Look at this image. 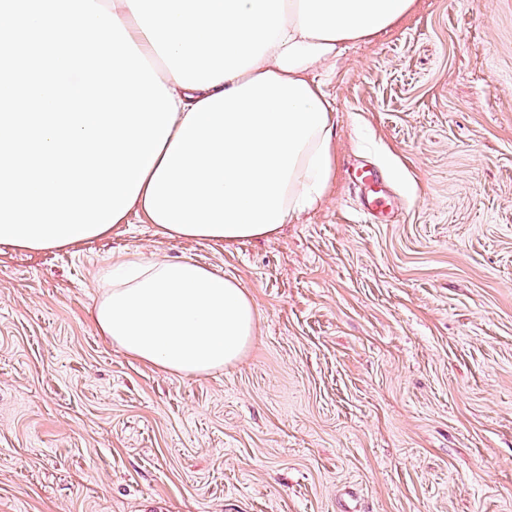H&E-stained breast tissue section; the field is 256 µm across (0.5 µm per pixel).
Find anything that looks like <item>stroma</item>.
<instances>
[{"label": "stroma", "instance_id": "35a3bbf8", "mask_svg": "<svg viewBox=\"0 0 512 512\" xmlns=\"http://www.w3.org/2000/svg\"><path fill=\"white\" fill-rule=\"evenodd\" d=\"M334 70L335 181L274 236L132 214L0 246V512H512V0H415ZM121 251L235 278L243 357L186 378L112 347L92 312Z\"/></svg>", "mask_w": 512, "mask_h": 512}]
</instances>
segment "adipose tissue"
<instances>
[{
	"label": "adipose tissue",
	"mask_w": 512,
	"mask_h": 512,
	"mask_svg": "<svg viewBox=\"0 0 512 512\" xmlns=\"http://www.w3.org/2000/svg\"><path fill=\"white\" fill-rule=\"evenodd\" d=\"M413 5L0 0V244L66 248L133 212L171 238L277 233L334 177L330 62ZM101 280L98 331L163 371L207 375L255 334L252 298L195 261L124 253Z\"/></svg>",
	"instance_id": "adipose-tissue-1"
}]
</instances>
